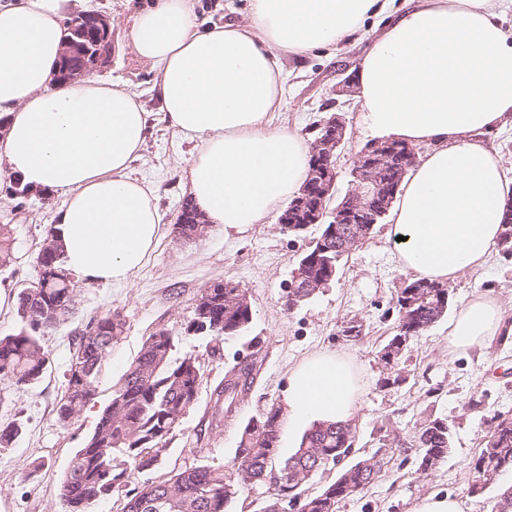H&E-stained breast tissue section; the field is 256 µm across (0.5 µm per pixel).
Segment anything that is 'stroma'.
<instances>
[{"instance_id":"obj_1","label":"stroma","mask_w":512,"mask_h":512,"mask_svg":"<svg viewBox=\"0 0 512 512\" xmlns=\"http://www.w3.org/2000/svg\"><path fill=\"white\" fill-rule=\"evenodd\" d=\"M151 2L89 0L88 7L106 15L112 30V56L97 77L127 83L145 110L154 112L158 103L150 88L157 72L124 37L134 17ZM366 47V40L357 39L333 56L318 51L301 59H280L287 78L281 123L309 141L333 115H340L346 125L337 161L339 197L350 186L358 153L372 138L357 103L338 102L335 88L351 80ZM194 151L193 143L164 122L152 121L131 174L154 187L166 235L129 284L78 281L76 314L43 339L53 362L39 383L19 388L0 380V427L13 421L22 425L12 445L0 447V512H63L58 485L72 452L92 432L113 385L136 357L144 337L159 328L177 336L176 356H200L208 381L169 436L160 467L142 472V479L175 467L229 465L242 424L269 407H284L291 369L311 354L337 352L352 357L359 379L358 407L351 419L356 456L378 450L392 454L381 477L342 501L338 512H413L420 499L448 494L459 497L463 512H489L497 495L512 486V471L502 473L478 496L469 495L468 485L472 462L494 421L512 419V338L493 340L482 351L452 352L449 320L444 317L408 343L397 368L386 366L381 352L396 333V292L415 274L399 263L385 222L341 261L334 280L305 303L286 310L285 289L299 258L319 236V225L298 237L282 232L276 223L256 224L242 233L213 225L198 239H180L173 226L188 197L181 175ZM6 187V181H0V224L12 228L15 260L0 268L2 335L19 325L17 296L34 281L35 258L63 209V198L54 191L43 189L19 199L9 196ZM220 280L235 282L248 293L253 317L246 333L224 338L220 357L212 358L207 339L185 335L184 328L202 289ZM448 289L451 310L475 296H489L500 302L504 324L512 327V255L496 250L483 267L463 271ZM109 310L125 319L124 333L102 367L95 399L75 423L62 424L55 406L65 391L72 338L90 317ZM352 320L362 326L355 339L342 334ZM254 356L262 358L263 365L251 391L238 403L232 421L208 432L214 384L228 369ZM434 419L448 422L452 447L447 459L425 475L410 444L420 424ZM35 459L43 466L32 473L28 465Z\"/></svg>"}]
</instances>
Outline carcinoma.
Segmentation results:
<instances>
[{
	"label": "carcinoma",
	"mask_w": 512,
	"mask_h": 512,
	"mask_svg": "<svg viewBox=\"0 0 512 512\" xmlns=\"http://www.w3.org/2000/svg\"><path fill=\"white\" fill-rule=\"evenodd\" d=\"M51 246L39 258L41 274L34 295L18 294L19 327L0 336V379L18 387L38 382L50 364V352L42 337L66 322L77 311V286L63 267L62 251L49 230ZM14 260L13 238L8 224H0V267ZM235 289H203L194 312L206 310V326H195L191 318L185 332L204 334L216 341L211 355L220 354L217 342L239 336L252 320V310L232 302L227 295ZM398 335L414 326L436 323L448 306L429 297L415 302L413 296H396ZM125 321L116 311L89 319L73 339V354L66 375V389L56 406L63 424L76 421L95 399L101 368L124 332ZM178 337L164 328L144 338L140 351L122 378L112 387L108 402L83 445L72 454L60 480L58 496L64 512H92L99 501L112 495L115 486L131 482L161 460L168 436L195 403L205 371L198 357H173ZM254 364L235 365L212 391L213 407L209 427L216 430L232 417L230 406L243 399L237 392H249L257 377ZM280 413L266 409L244 424L231 468L207 465L174 468L155 481H148L126 495L123 512H226L241 489L270 484L277 498L304 495L301 512H336L340 501L368 487L381 473L383 460L363 456L353 463L344 459L351 453L352 441L344 425L320 423L302 437L294 454L279 466L273 465L280 440ZM452 444L451 432L435 429V421L424 423L411 447L420 460V469L443 462ZM336 468V477L316 492L308 483L327 467ZM512 469V422L497 424L473 463L475 480L470 491L485 488L489 477Z\"/></svg>",
	"instance_id": "cac0c4a2"
}]
</instances>
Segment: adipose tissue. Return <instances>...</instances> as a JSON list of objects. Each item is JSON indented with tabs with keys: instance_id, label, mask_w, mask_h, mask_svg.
<instances>
[{
	"instance_id": "adipose-tissue-1",
	"label": "adipose tissue",
	"mask_w": 512,
	"mask_h": 512,
	"mask_svg": "<svg viewBox=\"0 0 512 512\" xmlns=\"http://www.w3.org/2000/svg\"><path fill=\"white\" fill-rule=\"evenodd\" d=\"M394 0H249L246 22L200 27L194 0H156L126 34L158 78L168 127L195 143L184 176L209 224L271 223L298 194L310 147L277 124L279 59L338 49ZM84 0H0V180L18 176L59 192L56 236L65 268L122 284L165 226L152 187L131 176L150 114L125 83L89 77L57 84L64 17ZM512 0H408L356 69L355 99L376 139L429 150L391 214L400 263L440 283L485 265L501 243L512 196L500 157L480 139L512 118ZM504 329L500 303L479 295L448 329L451 350H483ZM353 363L316 353L290 375L284 423L346 422L358 401Z\"/></svg>"
}]
</instances>
